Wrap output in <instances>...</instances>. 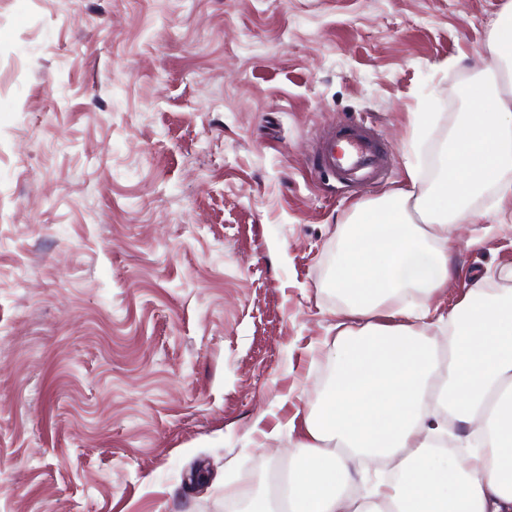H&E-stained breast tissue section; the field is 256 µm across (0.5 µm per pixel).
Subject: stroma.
Masks as SVG:
<instances>
[{
  "mask_svg": "<svg viewBox=\"0 0 512 512\" xmlns=\"http://www.w3.org/2000/svg\"><path fill=\"white\" fill-rule=\"evenodd\" d=\"M501 5L0 0V512H226L261 487L321 404L340 226L408 164L432 187ZM344 123L382 176L313 167ZM498 200L508 230L416 304L512 269V195L472 206Z\"/></svg>",
  "mask_w": 512,
  "mask_h": 512,
  "instance_id": "obj_1",
  "label": "stroma"
}]
</instances>
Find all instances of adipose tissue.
I'll return each mask as SVG.
<instances>
[{
	"label": "adipose tissue",
	"instance_id": "1",
	"mask_svg": "<svg viewBox=\"0 0 512 512\" xmlns=\"http://www.w3.org/2000/svg\"><path fill=\"white\" fill-rule=\"evenodd\" d=\"M486 49L466 91L475 109L452 127L434 187L418 191L408 170L406 187L343 225L333 285L355 325L333 342L321 406L304 415L277 494L228 490L245 512H512V288L477 277L446 316L402 298L446 288L452 254L500 211L470 201L512 170V0ZM436 327L448 330L444 363ZM363 457L392 463L391 477L355 471Z\"/></svg>",
	"mask_w": 512,
	"mask_h": 512
}]
</instances>
